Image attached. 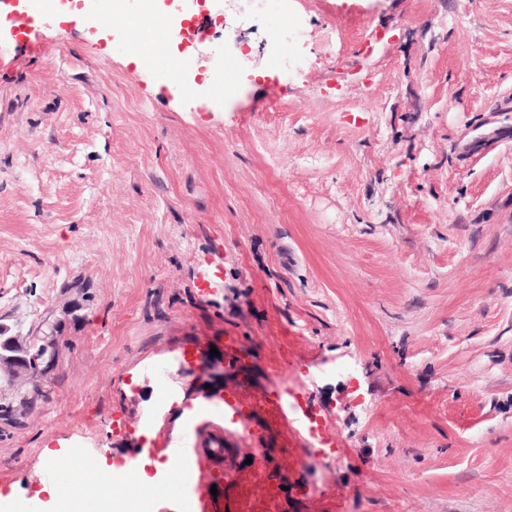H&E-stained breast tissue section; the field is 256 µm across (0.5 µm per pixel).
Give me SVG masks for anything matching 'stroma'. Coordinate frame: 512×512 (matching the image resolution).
Segmentation results:
<instances>
[{
  "mask_svg": "<svg viewBox=\"0 0 512 512\" xmlns=\"http://www.w3.org/2000/svg\"><path fill=\"white\" fill-rule=\"evenodd\" d=\"M206 2L212 28L169 34L186 92L87 23L0 59V323L91 295L49 400L0 424V505L38 512L45 443L65 471L77 446L121 463L148 415L154 473L182 410L233 382L186 353L233 336L336 445L211 416L203 487L232 495L262 447L283 490L255 487L261 512H512V0H308L288 81L276 15ZM211 90L213 98L224 100L235 90V80L232 67L221 59L217 69L212 74Z\"/></svg>",
  "mask_w": 512,
  "mask_h": 512,
  "instance_id": "obj_1",
  "label": "stroma"
}]
</instances>
